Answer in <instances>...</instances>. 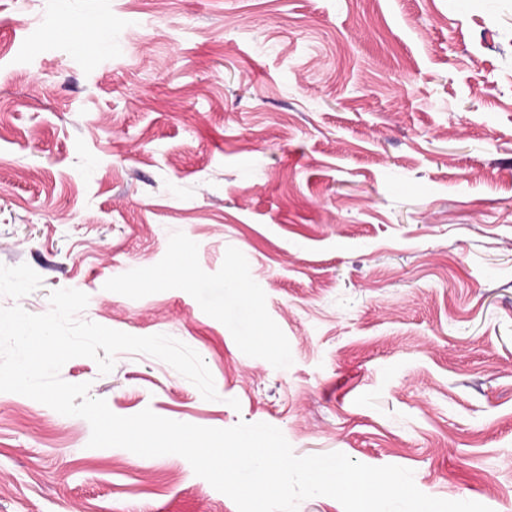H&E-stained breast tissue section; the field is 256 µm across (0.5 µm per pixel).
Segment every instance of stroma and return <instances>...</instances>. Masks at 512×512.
I'll list each match as a JSON object with an SVG mask.
<instances>
[{"instance_id":"obj_1","label":"stroma","mask_w":512,"mask_h":512,"mask_svg":"<svg viewBox=\"0 0 512 512\" xmlns=\"http://www.w3.org/2000/svg\"><path fill=\"white\" fill-rule=\"evenodd\" d=\"M60 288L213 375L69 360L117 415L512 512V0H0V307ZM90 435L0 392V512H237Z\"/></svg>"}]
</instances>
